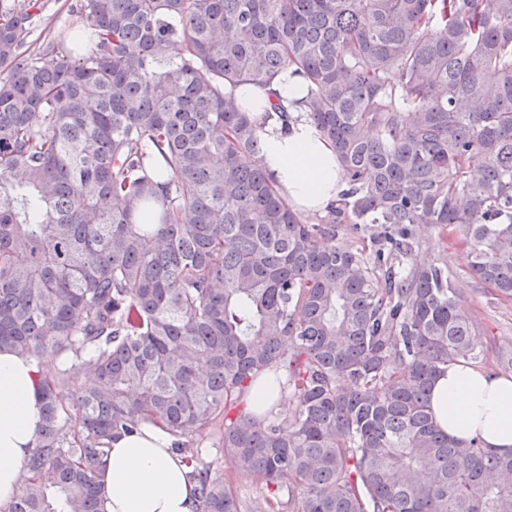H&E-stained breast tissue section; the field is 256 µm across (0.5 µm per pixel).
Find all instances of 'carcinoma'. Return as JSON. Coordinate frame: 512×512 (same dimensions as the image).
Instances as JSON below:
<instances>
[{"label": "carcinoma", "instance_id": "carcinoma-1", "mask_svg": "<svg viewBox=\"0 0 512 512\" xmlns=\"http://www.w3.org/2000/svg\"><path fill=\"white\" fill-rule=\"evenodd\" d=\"M41 11L0 9V350L61 368L0 512H105L98 467L147 421L198 512H512V453L434 424L484 349L421 257L455 234L512 302V0H75L73 63L29 51ZM288 66L346 185L322 216L232 94ZM281 373L288 404L248 409ZM219 423L252 505L194 447Z\"/></svg>", "mask_w": 512, "mask_h": 512}]
</instances>
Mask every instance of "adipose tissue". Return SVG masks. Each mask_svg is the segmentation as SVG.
<instances>
[{
  "label": "adipose tissue",
  "mask_w": 512,
  "mask_h": 512,
  "mask_svg": "<svg viewBox=\"0 0 512 512\" xmlns=\"http://www.w3.org/2000/svg\"><path fill=\"white\" fill-rule=\"evenodd\" d=\"M242 111L257 117L263 164L298 212L324 214L345 184L334 147L310 123L299 78L283 74L274 89L255 83L234 88ZM288 106L289 127L264 120L270 97ZM37 367L14 351H0V503L20 490V474L41 425ZM436 425L448 436L480 438L485 447L512 453V376L451 364L431 391ZM173 438L161 425L144 424L113 440L98 469L106 512H197L195 484Z\"/></svg>",
  "instance_id": "adipose-tissue-1"
}]
</instances>
